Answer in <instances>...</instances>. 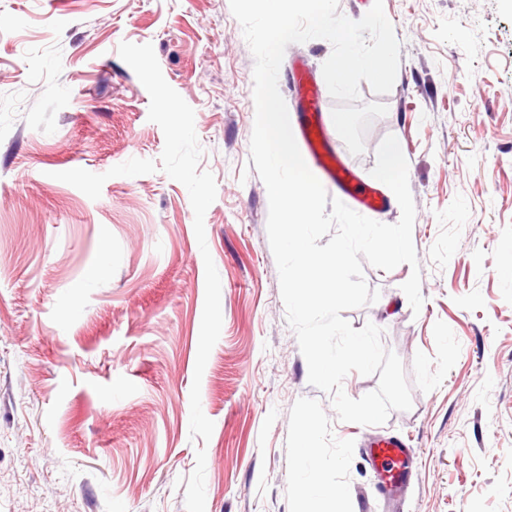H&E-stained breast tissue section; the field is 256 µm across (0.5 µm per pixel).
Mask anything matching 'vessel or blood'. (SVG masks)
I'll use <instances>...</instances> for the list:
<instances>
[{
	"label": "vessel or blood",
	"instance_id": "1",
	"mask_svg": "<svg viewBox=\"0 0 512 512\" xmlns=\"http://www.w3.org/2000/svg\"><path fill=\"white\" fill-rule=\"evenodd\" d=\"M296 94L301 107L298 121L302 140L314 163L337 195L354 205L375 213L387 208L386 197L376 188L362 183L343 159L340 141L332 139L323 123V100L320 88L303 60L292 66ZM364 453L373 469L382 477L381 493L397 498L412 474L414 453L407 442L397 436L369 440Z\"/></svg>",
	"mask_w": 512,
	"mask_h": 512
}]
</instances>
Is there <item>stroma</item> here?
<instances>
[{
  "instance_id": "1",
  "label": "stroma",
  "mask_w": 512,
  "mask_h": 512,
  "mask_svg": "<svg viewBox=\"0 0 512 512\" xmlns=\"http://www.w3.org/2000/svg\"><path fill=\"white\" fill-rule=\"evenodd\" d=\"M401 43L393 88L361 155L394 135L408 161L412 269L365 266L373 323L413 406L384 424L338 420L311 386L286 319L250 159L254 58L230 0H0V512H302L304 484L339 486L349 512H387L367 437L401 436L414 474L394 512H512V0H384ZM152 44L195 111L217 197L205 218L222 329L201 381L214 429L190 435L205 265L184 185L113 177L99 199L56 180L159 160L149 94L119 56ZM323 39L289 45L278 87ZM315 441L319 465L297 448Z\"/></svg>"
}]
</instances>
